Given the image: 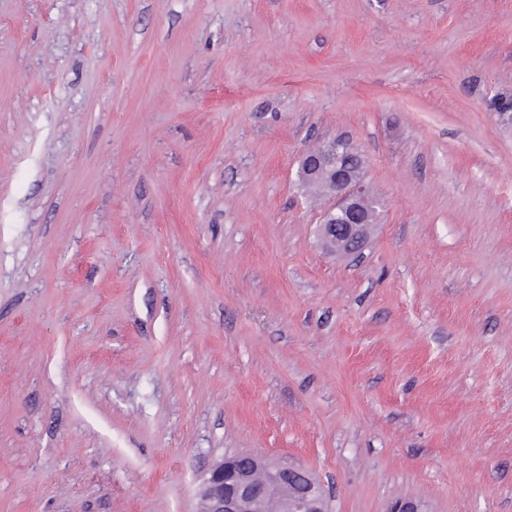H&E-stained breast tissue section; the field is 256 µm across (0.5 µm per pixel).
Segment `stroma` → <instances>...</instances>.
Segmentation results:
<instances>
[{
    "label": "stroma",
    "instance_id": "1",
    "mask_svg": "<svg viewBox=\"0 0 512 512\" xmlns=\"http://www.w3.org/2000/svg\"><path fill=\"white\" fill-rule=\"evenodd\" d=\"M504 102L512 0H0V512H200L229 454L512 512ZM339 143L305 154L301 161L302 175L307 178L327 173L329 176L328 191L336 200V207L327 213L321 224L325 248L358 256L365 247L367 228L373 224L380 202L371 195L358 169L349 166L353 157L363 164L362 156L343 149V141Z\"/></svg>",
    "mask_w": 512,
    "mask_h": 512
}]
</instances>
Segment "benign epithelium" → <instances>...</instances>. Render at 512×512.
Returning <instances> with one entry per match:
<instances>
[{"label": "benign epithelium", "instance_id": "1", "mask_svg": "<svg viewBox=\"0 0 512 512\" xmlns=\"http://www.w3.org/2000/svg\"><path fill=\"white\" fill-rule=\"evenodd\" d=\"M361 158L342 145L303 156L302 174L329 176V195L336 207L322 227L324 246L357 256L366 244L380 202L373 197L349 159ZM202 512H328L322 485L310 470L292 460L257 455H226L207 473L201 490ZM390 512H431L415 498L396 500Z\"/></svg>", "mask_w": 512, "mask_h": 512}]
</instances>
